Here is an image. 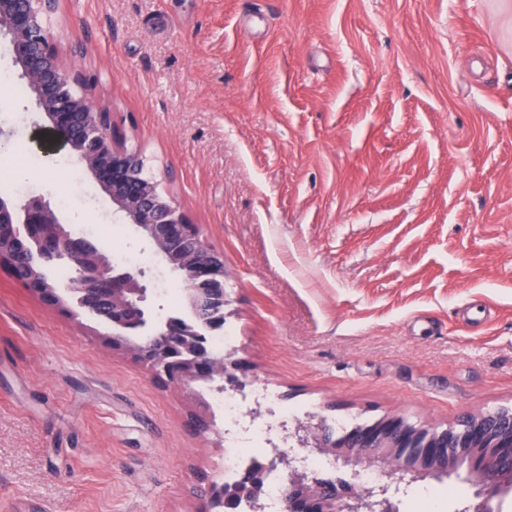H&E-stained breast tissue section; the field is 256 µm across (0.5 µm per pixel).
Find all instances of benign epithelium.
<instances>
[{"mask_svg": "<svg viewBox=\"0 0 512 512\" xmlns=\"http://www.w3.org/2000/svg\"><path fill=\"white\" fill-rule=\"evenodd\" d=\"M39 8L31 10L20 0H0V36L8 38L14 63L31 86L36 106L48 122L49 130L69 147L71 155L91 175L100 189L112 200V206L166 259L170 267L180 272L191 270L193 278L186 288L187 304L196 311L213 309L221 298L197 294L200 284L215 274L226 275L224 262L210 260L213 253L201 237L196 224L180 210L172 199L159 201L158 183L152 179L139 182L135 191L125 188L130 161L139 158L138 152L127 147L124 138L106 120L110 112L94 103L95 81L83 71L64 63L58 53L51 29L59 0H31ZM81 117L83 137L75 139L71 131L76 117ZM52 203L41 196H32L16 205L0 199V227L23 224L34 256L46 260L58 252L44 243L40 227L59 224ZM65 252L83 260L82 278L77 289V303L98 310L105 302L111 304L112 325L134 330L148 323L145 306L148 288L142 282V272L131 267H116L105 253L91 241L78 237L66 240ZM150 351L171 368L166 375L172 387L182 390L183 376L206 375L221 386L241 391L246 386L249 366L242 359L226 364L218 359L201 341L194 328L168 319L151 333ZM501 410L481 414H466L458 424L477 437L493 436L486 448L460 444L449 448L435 439L436 429L410 422L402 415L384 418L382 434L364 432L352 434L345 440L342 455L334 447L326 449L332 464L349 466L355 472L377 470L380 477L359 491L349 494L339 487L309 478L298 471L295 457L275 448L256 469L246 470L238 480L224 490V512H236L239 503L250 502L261 510V474L286 464L293 481L283 498L282 512H355L360 504L367 512H399L402 498L400 486L389 480L404 467L409 458L422 464L442 457L448 458V474L465 465L467 478L480 487L484 501L474 510L462 512H494L493 499L512 490V413L500 416Z\"/></svg>", "mask_w": 512, "mask_h": 512, "instance_id": "obj_1", "label": "benign epithelium"}]
</instances>
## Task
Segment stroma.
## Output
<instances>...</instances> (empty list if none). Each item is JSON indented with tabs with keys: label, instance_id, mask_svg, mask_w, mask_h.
I'll return each mask as SVG.
<instances>
[{
	"label": "stroma",
	"instance_id": "stroma-1",
	"mask_svg": "<svg viewBox=\"0 0 512 512\" xmlns=\"http://www.w3.org/2000/svg\"><path fill=\"white\" fill-rule=\"evenodd\" d=\"M63 57L224 256L228 343L295 422L448 426L512 406V19L495 0H60ZM0 50V197L68 199L72 232L145 254L154 322L180 276L68 150ZM0 266V512H202L224 416ZM464 477L400 512H462Z\"/></svg>",
	"mask_w": 512,
	"mask_h": 512
}]
</instances>
